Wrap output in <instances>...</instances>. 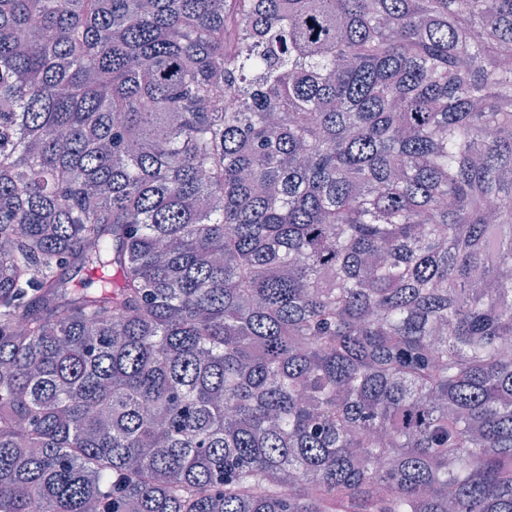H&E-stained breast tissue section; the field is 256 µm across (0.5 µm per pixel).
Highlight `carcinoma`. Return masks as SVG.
<instances>
[{"instance_id": "cac0c4a2", "label": "carcinoma", "mask_w": 512, "mask_h": 512, "mask_svg": "<svg viewBox=\"0 0 512 512\" xmlns=\"http://www.w3.org/2000/svg\"><path fill=\"white\" fill-rule=\"evenodd\" d=\"M506 46L512 0H0V512H512Z\"/></svg>"}]
</instances>
